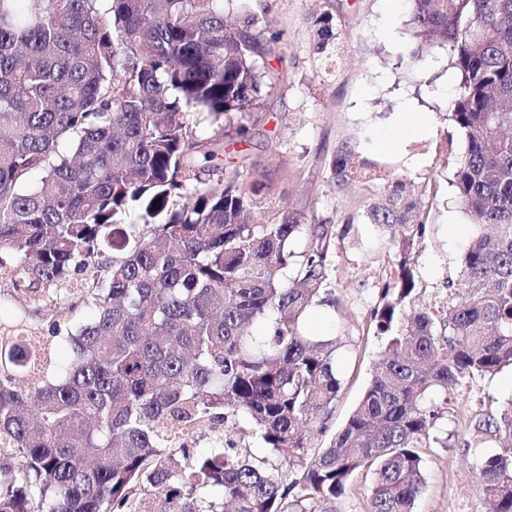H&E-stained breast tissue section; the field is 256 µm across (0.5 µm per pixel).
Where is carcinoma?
<instances>
[{"label": "carcinoma", "mask_w": 512, "mask_h": 512, "mask_svg": "<svg viewBox=\"0 0 512 512\" xmlns=\"http://www.w3.org/2000/svg\"><path fill=\"white\" fill-rule=\"evenodd\" d=\"M213 2L0 0V272L70 322L55 342L0 334V512H315L302 502L344 495L358 470L373 474L369 512H414L441 411L428 395L446 405L512 366V0H412V59L445 46L461 75L456 193L494 229L448 301L407 311L426 225L406 178L349 150L334 162L339 182L387 183L366 218L402 233L372 314L382 358L317 452L312 424L341 381L335 341L302 321L331 286L336 229L286 211L253 224L239 167L200 178L220 151L192 135L196 111L244 119L280 41ZM315 24L324 53L333 28ZM133 209L140 223H123ZM205 431L207 450L183 445ZM491 441L478 477L492 512H512V402L470 420L465 446Z\"/></svg>", "instance_id": "1"}]
</instances>
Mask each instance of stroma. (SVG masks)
Masks as SVG:
<instances>
[{
    "mask_svg": "<svg viewBox=\"0 0 512 512\" xmlns=\"http://www.w3.org/2000/svg\"><path fill=\"white\" fill-rule=\"evenodd\" d=\"M222 5L231 18H252L261 37L278 35L282 50L260 62L267 86L257 110L245 121L220 127L201 121L197 139L223 146L221 173H228L230 161L244 158L249 179L257 183L255 222L288 210L302 223L332 224L340 231L333 248L332 301L320 305V322L303 320L309 336L337 342L341 391L324 432L311 434L312 446L322 448L344 426L380 358L384 341L371 314L394 261L386 232L364 218L383 185L338 183L334 160L340 151L352 150L415 183L426 226L414 256L425 288L422 303L445 300L448 280L458 278L470 240L482 232L468 223L452 185L450 162L465 147L450 118L460 75L442 49L410 60L409 0H222ZM321 15L331 18L336 34L327 55L315 49L314 21ZM400 112L430 114L431 133L398 149L384 147L379 135L395 131ZM457 227L463 230L458 237L452 234ZM490 399L512 400V368L478 379L471 393L450 398L422 451L425 485L416 512H488L476 468L481 452L495 447L468 448L463 438L475 412Z\"/></svg>",
    "mask_w": 512,
    "mask_h": 512,
    "instance_id": "obj_1",
    "label": "stroma"
}]
</instances>
